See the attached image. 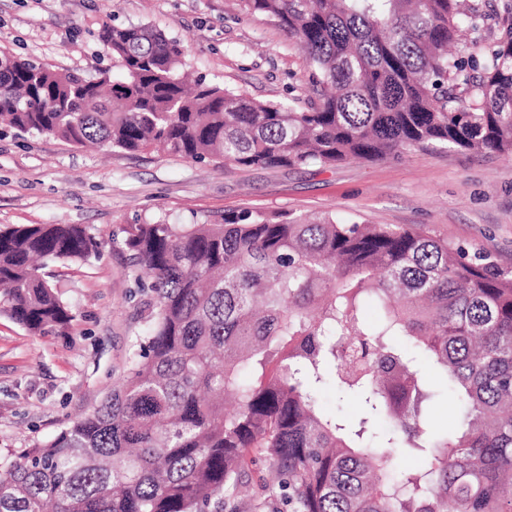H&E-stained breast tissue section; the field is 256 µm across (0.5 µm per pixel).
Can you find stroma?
<instances>
[{"label":"stroma","mask_w":512,"mask_h":512,"mask_svg":"<svg viewBox=\"0 0 512 512\" xmlns=\"http://www.w3.org/2000/svg\"><path fill=\"white\" fill-rule=\"evenodd\" d=\"M105 22L183 41L193 71L255 100L313 95L305 53L239 0H0V50L95 77L112 65L98 40ZM241 210L423 228L512 269V157L415 147L332 167L242 168L0 127V225L82 224L100 243L85 262L46 269L75 315L67 333L35 335L0 312V454L54 437L123 380L130 339L151 324V280L134 276L121 227Z\"/></svg>","instance_id":"1"}]
</instances>
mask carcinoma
<instances>
[{
    "mask_svg": "<svg viewBox=\"0 0 512 512\" xmlns=\"http://www.w3.org/2000/svg\"><path fill=\"white\" fill-rule=\"evenodd\" d=\"M313 68L317 99L262 103L186 69L149 25L102 24L112 69L0 51V124L77 146L237 167L332 166L412 147L512 155V0H242ZM154 322L86 417L0 455V512H512V270L406 226L251 211L126 224ZM99 252L81 224L0 228V312L73 313L46 279ZM377 317L369 320L365 310ZM436 372L428 383L420 360ZM358 424L324 413L329 380ZM461 414L448 433L443 402ZM403 454L422 467L399 466Z\"/></svg>",
    "mask_w": 512,
    "mask_h": 512,
    "instance_id": "cac0c4a2",
    "label": "carcinoma"
}]
</instances>
